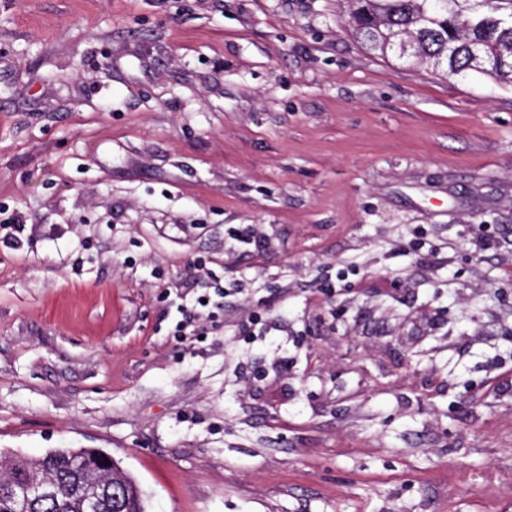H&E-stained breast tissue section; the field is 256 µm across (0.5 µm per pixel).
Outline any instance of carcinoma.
Segmentation results:
<instances>
[{
  "instance_id": "cac0c4a2",
  "label": "carcinoma",
  "mask_w": 512,
  "mask_h": 512,
  "mask_svg": "<svg viewBox=\"0 0 512 512\" xmlns=\"http://www.w3.org/2000/svg\"><path fill=\"white\" fill-rule=\"evenodd\" d=\"M351 21L369 50L383 57L415 58L448 77L472 71L512 85V0H356ZM96 452L52 448L38 457L15 455L5 478L45 473L61 491L41 512H81L68 485L76 464ZM111 475L123 484L115 512H147L139 483L121 462Z\"/></svg>"
}]
</instances>
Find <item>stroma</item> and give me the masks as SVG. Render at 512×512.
<instances>
[{
	"label": "stroma",
	"mask_w": 512,
	"mask_h": 512,
	"mask_svg": "<svg viewBox=\"0 0 512 512\" xmlns=\"http://www.w3.org/2000/svg\"><path fill=\"white\" fill-rule=\"evenodd\" d=\"M353 9L0 0L1 455L107 450L148 512H512V86ZM203 299H206L207 303H202ZM220 309V303L213 301L211 294L199 295L190 309L178 307L181 319L176 322L173 329L175 338L180 343L198 342L201 336H205L203 321L206 320H209L212 329L217 331L218 326L215 322ZM191 342L187 347H191Z\"/></svg>",
	"instance_id": "obj_1"
}]
</instances>
